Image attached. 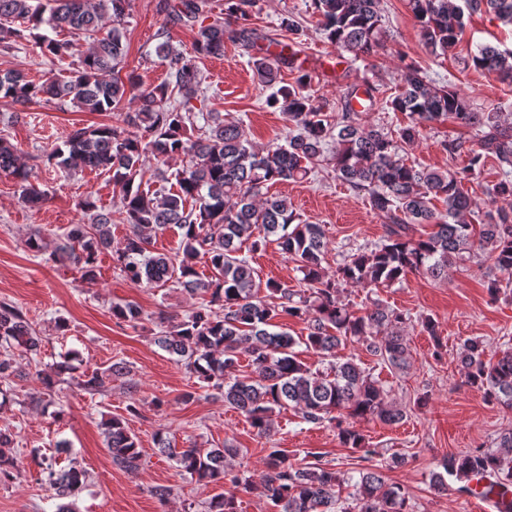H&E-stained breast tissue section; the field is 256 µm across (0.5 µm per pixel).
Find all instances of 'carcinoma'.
<instances>
[{
	"instance_id": "1",
	"label": "carcinoma",
	"mask_w": 512,
	"mask_h": 512,
	"mask_svg": "<svg viewBox=\"0 0 512 512\" xmlns=\"http://www.w3.org/2000/svg\"><path fill=\"white\" fill-rule=\"evenodd\" d=\"M128 0H0V19H20L34 26L44 24L68 39H46V49L64 61L79 55L80 66L66 79L51 75L40 83L18 70L0 73V99L25 106L36 99L71 101L86 112H112L125 102L135 104L125 123L142 133L110 125L73 130L63 146L48 156L65 171L85 170L112 173L120 189L122 221L129 225L122 247L113 253L120 270L135 284L164 288L179 285L191 297L208 294L220 311L199 308L182 320L162 328L154 343L189 367L197 379L219 391L224 403L239 411L260 436L270 433L275 408L290 407L308 423L336 421L340 443L367 459L363 434L353 421L377 418L396 424L404 411L388 401V391L362 368L355 357L336 358V349L347 343H361L366 351L390 368L403 369L409 349L404 336L403 314L376 302L361 314L342 302L340 290L350 287L389 286L409 272H424L447 278L448 272L478 248L493 268L509 275L492 278L487 291L498 299L512 288V122L492 109L478 111L456 91L431 84L416 67L401 75L399 93L390 107L407 115L399 139L412 144L426 128L448 120L475 131V139H452L442 143L452 157L462 154L468 163L458 170L417 168L406 163L399 146L388 134L360 122V111L351 105L359 90L347 92L342 112L327 115L303 94L310 75L294 67L285 52L262 50L253 62L259 81L280 84L267 104L282 112L296 126L287 145L260 150L247 138L242 124L226 122L208 112L195 115L167 106L174 95L186 106L202 85V74L192 56L173 49L169 41L159 43L155 52L166 62L170 81L149 88L139 78L121 75L126 44L122 19ZM380 0H313L322 30L336 47L356 57L366 55L387 38ZM421 29L422 42L434 56L454 52L466 26L465 16L486 13L504 25H512V0H407ZM204 0H177L167 5V23L195 33L193 53L224 55V42H252L256 32L240 22L245 16L237 4L225 9L222 19L207 21ZM282 30L298 39L303 26L297 16L280 18ZM91 39L86 50L78 49L77 38ZM25 40L24 30L0 26V48L11 51ZM473 65L502 81L512 82V51L490 44L480 45L471 55ZM295 74L294 82L282 83L281 72ZM374 102V88L362 90ZM206 123L205 132L193 137L188 130L195 119ZM330 149L336 175L351 190L362 194L371 210L386 220V233L373 247L358 246L329 275L322 267L327 240L324 227L299 218L288 198L267 195L262 189L279 181H300L308 176L309 165ZM152 154L160 167L155 177L162 185L144 190L143 161ZM182 158L176 170V188L166 187L169 176L162 169L168 160ZM494 160L503 177L487 193V210L479 231L464 220L473 202L463 191L464 181L479 178L488 160ZM0 174L20 183L22 201L37 207L43 192L29 182L30 170L21 162L17 149L0 138ZM445 205V212L435 206ZM81 208L92 213L91 223L72 224L53 242L31 237L27 247L37 253L50 252L59 263L78 267L84 276H94L98 256L112 245V211L102 209L88 197ZM416 224H432L435 231L418 238ZM174 225L181 231L182 253L169 256L151 250L152 238ZM250 243L256 251L274 243L302 274L301 288L267 284L268 296H258L256 272L242 246ZM206 258L211 275L202 277L195 265ZM115 317L137 324L142 311L135 304L115 306ZM306 323L307 334L295 338L286 331H273L281 314ZM0 342L25 354L40 350L42 339L16 307L0 303ZM312 351L328 360L325 372H313L302 361V351ZM247 353L252 375L230 378L239 355ZM460 363L467 383L484 391L492 401L512 408V351L496 361L486 360L483 343L464 342ZM128 374L122 362L103 373L83 374L81 390L95 395L105 380ZM105 445L112 460L134 474L141 465L137 436L126 421L114 417L104 423ZM159 451L175 461L181 471L206 484L229 482L248 491L256 487L273 512H409L403 489L386 482L375 468H363L354 477L322 462L321 454L309 453L308 462H291L279 449L267 456L266 470L259 484L227 468L226 455L235 448H186L180 450L157 434ZM11 435L0 432V479L13 477L14 458L6 453ZM512 432L500 437L495 449H476L444 458L449 476L470 490L472 478L487 481V498L496 512H512ZM85 472L71 468L49 471L51 487L64 503L57 512H74L67 498L75 494ZM354 483L353 502L340 499L342 485ZM207 512H236L234 497L222 494L208 503Z\"/></svg>"
}]
</instances>
